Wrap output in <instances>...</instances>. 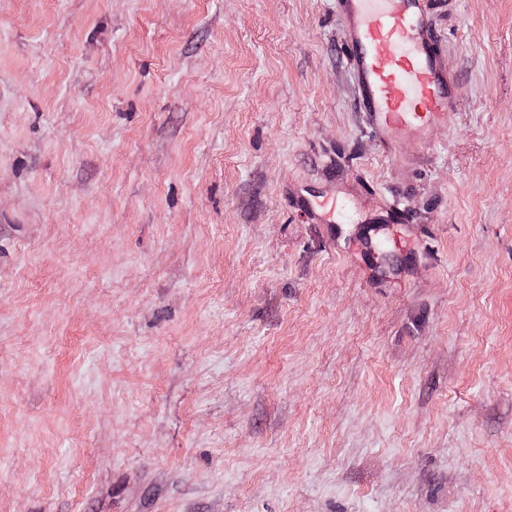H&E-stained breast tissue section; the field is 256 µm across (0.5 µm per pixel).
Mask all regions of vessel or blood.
<instances>
[{
	"label": "vessel or blood",
	"instance_id": "1",
	"mask_svg": "<svg viewBox=\"0 0 512 512\" xmlns=\"http://www.w3.org/2000/svg\"><path fill=\"white\" fill-rule=\"evenodd\" d=\"M359 108L385 150L398 154L405 135L426 138L447 125L459 86L438 48L429 0H338ZM335 194L301 207L331 221Z\"/></svg>",
	"mask_w": 512,
	"mask_h": 512
}]
</instances>
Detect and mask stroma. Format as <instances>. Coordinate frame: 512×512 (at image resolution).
<instances>
[{
    "mask_svg": "<svg viewBox=\"0 0 512 512\" xmlns=\"http://www.w3.org/2000/svg\"><path fill=\"white\" fill-rule=\"evenodd\" d=\"M432 22L392 156L336 0H0V512H512V0ZM336 203V189L324 196L321 202L303 199L300 207L322 224L332 223V207Z\"/></svg>",
    "mask_w": 512,
    "mask_h": 512,
    "instance_id": "stroma-1",
    "label": "stroma"
}]
</instances>
